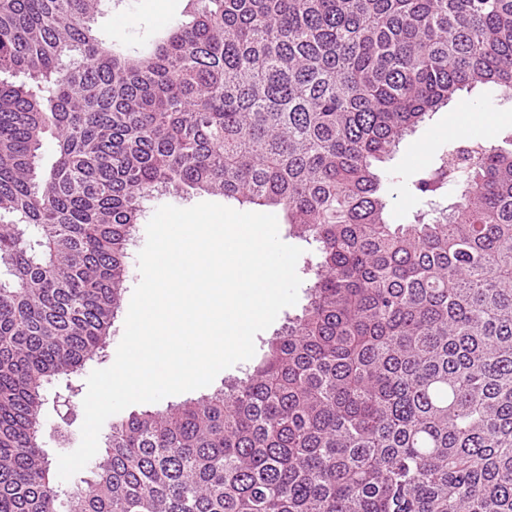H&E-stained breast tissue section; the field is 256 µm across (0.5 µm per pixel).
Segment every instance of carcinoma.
Listing matches in <instances>:
<instances>
[{"mask_svg":"<svg viewBox=\"0 0 512 512\" xmlns=\"http://www.w3.org/2000/svg\"><path fill=\"white\" fill-rule=\"evenodd\" d=\"M103 2L0 0V512H512V150L438 155L413 224L374 167L459 91L512 92V0H199L137 57ZM185 186L282 207L308 305L63 491L45 386L105 350L140 204Z\"/></svg>","mask_w":512,"mask_h":512,"instance_id":"cac0c4a2","label":"carcinoma"}]
</instances>
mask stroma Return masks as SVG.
Returning <instances> with one entry per match:
<instances>
[{"label": "stroma", "instance_id": "stroma-1", "mask_svg": "<svg viewBox=\"0 0 512 512\" xmlns=\"http://www.w3.org/2000/svg\"><path fill=\"white\" fill-rule=\"evenodd\" d=\"M193 10V0H112L104 14L98 17L96 28L103 39L111 41L116 51L128 55H144L167 33L170 25L189 19ZM511 134L512 96L491 88L460 92L456 100L434 113L430 120L408 136L393 157L385 162V169L396 174L395 182L389 187L393 196L390 207L393 222H413L421 205L404 192L403 186L405 182L431 168L436 156L443 149L464 138L477 139L505 149L512 145L507 141ZM307 302L306 291H299L297 303L284 308L273 325L256 336V351L252 359L222 371L210 386L171 396L167 401H159V408H166L170 403L175 405L201 398L222 387L224 381L242 376L255 362L261 361L268 341L280 330L287 317L301 314ZM128 308V303H121L111 328L105 357L88 362L85 372L68 380L55 381L50 386V393H59L69 398L71 408V413L66 418L57 412L54 405L50 404L45 408V431L57 430L64 436L62 442H48L47 449L51 457L72 452L79 446L87 374L96 369L107 368L113 363L117 346L123 336Z\"/></svg>", "mask_w": 512, "mask_h": 512}]
</instances>
